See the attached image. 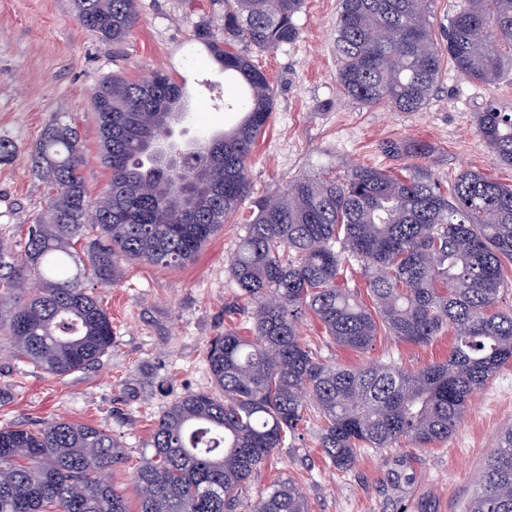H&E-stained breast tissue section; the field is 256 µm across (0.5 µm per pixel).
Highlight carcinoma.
I'll list each match as a JSON object with an SVG mask.
<instances>
[{
  "mask_svg": "<svg viewBox=\"0 0 512 512\" xmlns=\"http://www.w3.org/2000/svg\"><path fill=\"white\" fill-rule=\"evenodd\" d=\"M73 2L79 24L103 42L122 44L138 22L137 0ZM431 3L340 0L336 81L344 95L419 112L447 61L487 86L512 74V0H466L448 20L442 46L432 36ZM302 6L224 0V36L198 32L214 63L245 89L243 98L225 101L242 112L239 122L210 136L224 168L206 182L179 187L146 162L148 141L165 134L160 113L185 97L168 74L150 84L115 75L93 92L111 172L94 201L81 173L80 130L60 118L46 126L31 155L45 205L28 225L23 253L0 239V292L11 300L0 336L17 355L61 377L99 364L112 347V318L83 278L111 285L128 260L185 264L237 211L274 96L267 76L236 46L271 51L296 41ZM476 126L512 167V113L490 102ZM385 151L420 159L431 147L391 141ZM143 179L161 183L159 196L130 192ZM255 208L230 260L240 295L254 304L253 335L229 328L212 339L211 390L188 393L161 412L136 470L137 508L100 478L122 464L121 443L101 427L58 420L39 430L0 427V512H309L291 479L248 503L255 474L295 433L308 404L322 420L323 454L348 472L364 448L447 440L471 396L512 363V312L494 311L512 283V185L464 170L444 191L414 165L354 166L341 179L295 178ZM347 256L363 266L369 305L339 282ZM306 313L336 345L358 353L382 334L425 345L447 332L452 346L448 359L415 370L331 365L299 335ZM467 512H512V429L498 437Z\"/></svg>",
  "mask_w": 512,
  "mask_h": 512,
  "instance_id": "1",
  "label": "carcinoma"
}]
</instances>
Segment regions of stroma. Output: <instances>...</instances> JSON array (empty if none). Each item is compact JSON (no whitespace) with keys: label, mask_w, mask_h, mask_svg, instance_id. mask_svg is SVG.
I'll return each instance as SVG.
<instances>
[{"label":"stroma","mask_w":512,"mask_h":512,"mask_svg":"<svg viewBox=\"0 0 512 512\" xmlns=\"http://www.w3.org/2000/svg\"><path fill=\"white\" fill-rule=\"evenodd\" d=\"M340 0H304L296 17L297 41L252 57L267 74L274 110L250 159V196L181 267L131 260L122 278L94 292L112 317V347L94 368L58 378L16 357L0 344V426L39 428L64 418L109 430L128 461L109 478L133 495V476L154 423L172 401L206 391L211 379L208 342L232 325L248 331L252 306L242 299L228 261L245 235L252 201L280 193L300 175L341 177L354 165L400 167L385 154L389 141L422 140L432 147L420 159L441 187L465 170L511 185L512 168L500 164L475 130V115L488 102L512 112V75L493 87L469 82L444 66L422 111L367 107L341 93L336 82V20ZM140 23L120 46L101 42L78 23L72 0H0V138L15 156L0 164V234L22 245L28 224L44 206V186L30 171V155L47 124L66 116L84 135V178L97 196L110 172L94 137L92 93L119 75L144 80L163 71L184 80L189 134L220 131L239 118L224 108L226 92L238 91L213 63L197 32L217 28L224 0H138ZM303 341L330 363L370 362L419 368L444 359L450 338L424 346L379 336L363 354L326 337L303 316ZM512 428V366L477 391L459 429L430 448L409 444L364 450L355 468L330 466L318 446L321 420L308 408L285 448L256 473L258 499L278 479L294 480L310 512H465L484 463L501 432Z\"/></svg>","instance_id":"1"}]
</instances>
